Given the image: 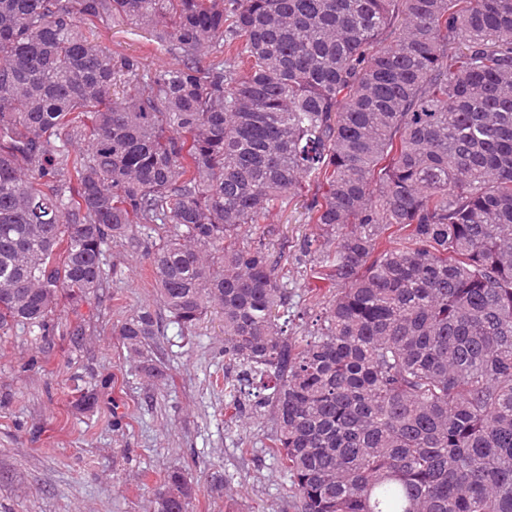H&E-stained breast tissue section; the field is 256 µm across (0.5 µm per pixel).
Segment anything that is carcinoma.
I'll list each match as a JSON object with an SVG mask.
<instances>
[{
    "mask_svg": "<svg viewBox=\"0 0 512 512\" xmlns=\"http://www.w3.org/2000/svg\"><path fill=\"white\" fill-rule=\"evenodd\" d=\"M116 22L178 64L83 30ZM311 185L336 290L294 339L286 246L240 237ZM138 227L180 332L220 308L296 512H512V0H0V333L54 332ZM92 27L95 41L115 55L139 56L150 69L176 65L174 57L161 50L151 32L126 24L111 26L97 24Z\"/></svg>",
    "mask_w": 512,
    "mask_h": 512,
    "instance_id": "obj_1",
    "label": "carcinoma"
}]
</instances>
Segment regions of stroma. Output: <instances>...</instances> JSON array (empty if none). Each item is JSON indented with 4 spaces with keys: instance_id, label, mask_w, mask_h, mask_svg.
<instances>
[{
    "instance_id": "1",
    "label": "stroma",
    "mask_w": 512,
    "mask_h": 512,
    "mask_svg": "<svg viewBox=\"0 0 512 512\" xmlns=\"http://www.w3.org/2000/svg\"><path fill=\"white\" fill-rule=\"evenodd\" d=\"M96 42L115 55L138 56L151 69L174 65L150 31L97 25ZM298 198L244 227L285 248L292 335L310 326L312 255L303 243L314 227ZM142 247L109 246L113 274L78 310L59 307L58 327L41 338L17 329L0 338V512H153L167 473L194 483L189 512H294L288 483L268 450L270 419L236 415L224 390V324L205 316L180 333L158 300ZM150 309L163 331L148 348L165 379L141 372L118 333L129 314ZM81 324L72 343L66 329ZM96 388L93 408L79 403Z\"/></svg>"
}]
</instances>
